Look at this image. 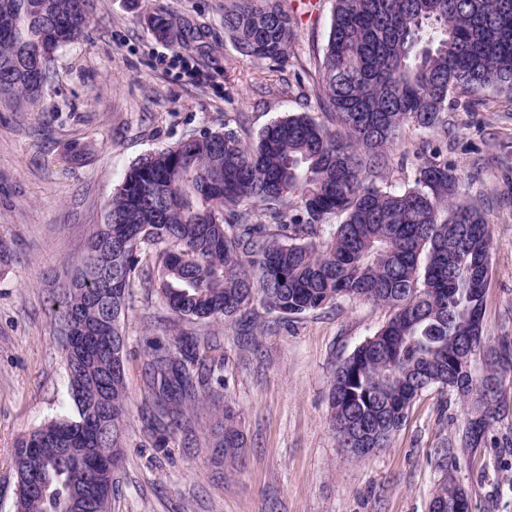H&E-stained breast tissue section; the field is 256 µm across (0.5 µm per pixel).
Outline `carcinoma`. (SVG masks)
Returning a JSON list of instances; mask_svg holds the SVG:
<instances>
[{
	"instance_id": "carcinoma-1",
	"label": "carcinoma",
	"mask_w": 512,
	"mask_h": 512,
	"mask_svg": "<svg viewBox=\"0 0 512 512\" xmlns=\"http://www.w3.org/2000/svg\"><path fill=\"white\" fill-rule=\"evenodd\" d=\"M74 32L49 53L46 28ZM85 0H0V93L36 105L33 77L49 82L55 52L84 37ZM158 38L176 48L200 32L165 15ZM224 32L237 53L277 69L291 59L294 22L277 0H230ZM42 59L32 75L31 63ZM316 100L307 113L273 120L247 143L229 125L135 161L107 204L106 219L54 295V324L76 415L23 437L15 472L16 512H111L95 498L97 448L122 447L128 404L112 376V337L124 354L122 320L135 281L156 283L177 322L240 324L259 305L275 325L340 299L393 310L389 321L337 368L331 425L341 448L368 456L390 445L419 395L438 387L480 395L461 442L476 448L504 414L497 378L479 374L482 312L491 265L489 226L466 184L439 151L417 153L414 185L381 186L385 149L404 127L447 128L448 101L483 103L512 90V0H334L317 60ZM335 216L329 238L321 226ZM157 259V279L142 254ZM154 405L179 426L184 410L224 388L209 363L208 338L179 336L150 347ZM63 440L72 454L50 449ZM224 457L242 460L235 417L224 413ZM465 491L445 482L433 497L459 512Z\"/></svg>"
}]
</instances>
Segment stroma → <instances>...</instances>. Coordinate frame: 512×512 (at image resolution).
<instances>
[{"label":"stroma","instance_id":"stroma-1","mask_svg":"<svg viewBox=\"0 0 512 512\" xmlns=\"http://www.w3.org/2000/svg\"><path fill=\"white\" fill-rule=\"evenodd\" d=\"M296 26L283 70L240 56L224 35V0H89L91 33L61 50L43 106L0 96V239L14 262L0 270V512H15L12 451L48 420L74 413L55 335L54 285L78 260L128 167L201 128L234 120L244 140L293 113L319 116L315 96L332 0H279ZM176 16L204 35L177 50L156 37L154 14ZM484 105L448 114L447 132L406 130L388 150L387 173L413 183L421 141L482 196L490 227L484 353L512 348V93L488 90ZM391 308L341 300L289 320L275 332L197 325L220 342L214 372L226 389L219 407L189 414L174 435L150 429L154 404L149 346L167 340L168 311L156 290L137 285L125 319L128 413L125 459L112 512H429L442 480L466 492L472 512H512V377L499 388L505 414L488 444L465 448L460 435L475 399L431 388L412 405L390 447L365 457L340 448L332 430L330 380ZM231 409L247 448L242 464L214 444L217 408ZM448 469H440V459Z\"/></svg>","mask_w":512,"mask_h":512}]
</instances>
